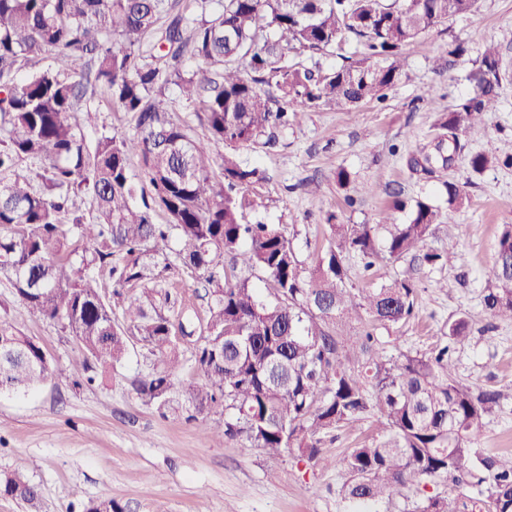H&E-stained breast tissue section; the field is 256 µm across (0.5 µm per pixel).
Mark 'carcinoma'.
Wrapping results in <instances>:
<instances>
[{
  "instance_id": "obj_1",
  "label": "carcinoma",
  "mask_w": 512,
  "mask_h": 512,
  "mask_svg": "<svg viewBox=\"0 0 512 512\" xmlns=\"http://www.w3.org/2000/svg\"><path fill=\"white\" fill-rule=\"evenodd\" d=\"M220 8L210 10L212 2ZM0 0V276L33 313L58 323L83 353L75 385L92 384L125 360L135 343L156 365L131 381L132 390L161 414L188 402L187 420L222 410L205 428L224 440L260 448L271 457L295 450L324 468L339 466L338 493L351 503L393 501L406 489L451 477L456 492H433L402 512H512V454L476 447L486 421L502 410L500 390L473 392L456 377L454 354L469 342L468 321L448 324L447 341L428 354H383L368 327L347 326L364 311L374 326L390 327L416 313L417 289L408 279L353 293L345 259L370 271L382 258L421 254L432 267L463 260L424 250L439 207L426 198H395L408 210L403 224L386 216L382 246L371 224L326 216L328 235L310 265L300 261L283 226L243 222L239 191L260 171L216 144H255L303 112L378 100L396 85L403 50L448 19L476 11L478 0ZM362 41L363 58L338 68H309L289 54L314 56ZM51 53L53 63L18 77L23 66ZM190 59L211 75L184 76ZM469 74L474 93L434 123L448 155L421 152L410 168L425 174L451 164L460 138L477 133L496 110L506 70L488 47ZM197 100L210 134L192 138L171 117L162 88ZM130 116L136 134L98 132V112L86 106L96 88ZM98 134L89 147L88 134ZM139 158L151 188L138 199L129 160ZM35 162L27 175L16 167ZM448 207L469 198L464 186L443 181ZM89 198L96 222L74 206ZM165 212L168 223L153 214ZM175 257L210 287L202 326L174 312L172 293L154 270ZM271 284L266 301L250 278L231 280L224 259ZM115 284L143 285L121 305L122 321L100 290L96 273ZM492 320L512 322V225L498 239L491 285L482 299ZM193 344L198 381L182 384L177 335ZM0 393H25L51 373L42 345L0 317ZM379 415L382 434L337 462L322 453V436ZM0 495L39 512V493L21 469L0 477Z\"/></svg>"
}]
</instances>
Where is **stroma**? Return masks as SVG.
Returning <instances> with one entry per match:
<instances>
[{"instance_id":"obj_1","label":"stroma","mask_w":512,"mask_h":512,"mask_svg":"<svg viewBox=\"0 0 512 512\" xmlns=\"http://www.w3.org/2000/svg\"><path fill=\"white\" fill-rule=\"evenodd\" d=\"M463 43L467 55L447 67L448 44ZM497 44L509 74L499 89L496 111L485 116L481 133L464 139L465 156L512 155V0H481L476 12L450 19L406 48L407 78L381 101L355 108L327 106L302 113L273 144L237 149V156L264 174L244 193L246 221L285 227L303 262L327 236L325 216L333 211L347 224H377L385 215L404 223L407 212L392 211L391 193L406 200L429 198L443 207L426 247L460 251L455 267H430L405 259L382 261L364 273L357 258L346 265L355 290L407 278L418 287L417 311L408 322L378 329L387 354H426L444 342L448 324L469 322L471 341L457 354L459 381L479 391L503 389V411L479 437L492 454L512 453V322L493 321L482 310L496 243L512 224V168L494 163L472 173L463 160L426 177L408 161L430 145L438 113L473 90L467 75L484 45ZM351 175L347 188L334 170ZM464 183L470 201L445 210L442 181ZM460 227L458 238L449 225ZM160 282L176 290L178 306L205 317L209 299L191 270L171 261ZM0 316L44 347L55 374L28 394L0 395V475L21 468L40 492V512H86L109 497L124 512H353L337 492L336 470L286 455L268 458L237 442L217 445L197 421L160 415L132 391L130 381L151 362L141 345L92 386L75 387L67 374L81 352L59 325L30 314L14 288L0 277ZM380 419L368 415L325 435L327 456L342 458L357 443L378 436Z\"/></svg>"}]
</instances>
